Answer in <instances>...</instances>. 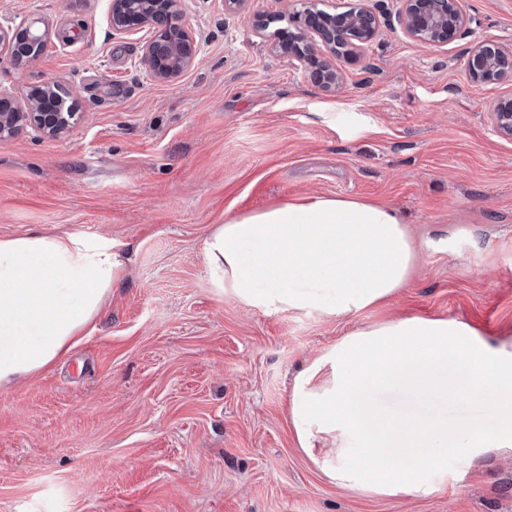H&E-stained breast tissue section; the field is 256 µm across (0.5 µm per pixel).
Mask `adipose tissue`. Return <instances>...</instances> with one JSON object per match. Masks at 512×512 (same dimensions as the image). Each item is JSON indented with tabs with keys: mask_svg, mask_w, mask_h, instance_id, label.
I'll use <instances>...</instances> for the list:
<instances>
[{
	"mask_svg": "<svg viewBox=\"0 0 512 512\" xmlns=\"http://www.w3.org/2000/svg\"><path fill=\"white\" fill-rule=\"evenodd\" d=\"M218 290L274 312L350 316L407 287L416 250L402 217L340 196L292 200L230 218L206 238ZM109 241L36 232L0 239V386L56 360L125 272ZM475 400L490 420L451 423L385 401ZM297 442L327 478L377 496H416L448 458L512 451V345L455 318L406 316L342 336L295 377Z\"/></svg>",
	"mask_w": 512,
	"mask_h": 512,
	"instance_id": "1",
	"label": "adipose tissue"
}]
</instances>
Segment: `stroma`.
Returning a JSON list of instances; mask_svg holds the SVG:
<instances>
[{
	"instance_id": "35a3bbf8",
	"label": "stroma",
	"mask_w": 512,
	"mask_h": 512,
	"mask_svg": "<svg viewBox=\"0 0 512 512\" xmlns=\"http://www.w3.org/2000/svg\"><path fill=\"white\" fill-rule=\"evenodd\" d=\"M383 33L344 84L308 81L254 36L289 0H183L200 60L154 80L145 28L116 34L109 0H0V24H47L45 48L0 57V88L58 85L78 102L60 139L0 140V238H107L130 261L54 364L0 388V512H512V455H452L427 492L378 497L331 483L288 419L294 375L355 327L456 318L512 342V140L464 70L491 37L512 47V0H468L470 33L408 40L398 0H366ZM397 211L412 279L356 316L276 313L218 292L203 245L233 216L303 197Z\"/></svg>"
}]
</instances>
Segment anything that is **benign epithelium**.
Listing matches in <instances>:
<instances>
[{
	"mask_svg": "<svg viewBox=\"0 0 512 512\" xmlns=\"http://www.w3.org/2000/svg\"><path fill=\"white\" fill-rule=\"evenodd\" d=\"M399 21L405 35L418 43L445 47L470 31L467 0H399ZM112 31L120 34L154 30L142 46L140 64L159 81L179 76L198 61L199 44L193 27L182 21L181 0H112ZM379 16L364 0H348L340 11L318 8L317 0H295L288 13V27L279 31L271 49L288 64L328 92L343 85V74L327 56L358 62L381 32ZM30 44L47 36L40 21L20 27ZM17 33L0 26V55L15 56ZM470 80L492 86L512 80V48L493 39L473 46L466 60ZM63 101L58 88L44 85L35 95L15 99L0 94V137L13 136L27 127L49 138L65 136L76 119L75 112H58ZM493 131L512 139V95L494 100L487 111Z\"/></svg>",
	"mask_w": 512,
	"mask_h": 512,
	"instance_id": "benign-epithelium-1",
	"label": "benign epithelium"
}]
</instances>
